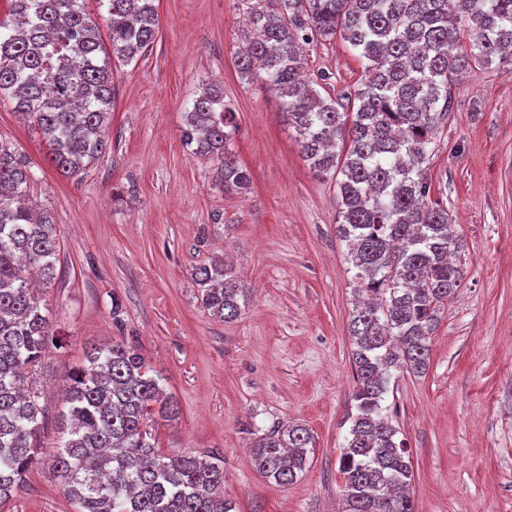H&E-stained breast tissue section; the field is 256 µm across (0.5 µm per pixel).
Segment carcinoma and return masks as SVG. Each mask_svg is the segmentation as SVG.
<instances>
[{
    "mask_svg": "<svg viewBox=\"0 0 512 512\" xmlns=\"http://www.w3.org/2000/svg\"><path fill=\"white\" fill-rule=\"evenodd\" d=\"M246 2L240 72H264L310 170L341 175L337 233L363 295L349 323L356 386L339 466L344 512H415L409 453L382 402L391 370L427 371L431 336L464 277L454 261L464 243L430 196L428 146L462 74L512 66V0ZM95 3L107 45L86 0H11L0 18V97L42 133L56 171L74 179L107 149L112 63L142 55L158 25L154 0ZM336 38L368 61L351 114L302 75L299 43ZM235 116L221 89L205 87L182 125L187 150L216 163L214 185L226 195L251 183L232 149ZM31 183L27 159L0 142V503L43 460L44 415L28 374L60 343L32 284L56 279V224L29 202ZM194 281L211 315L241 314L248 287L228 262L196 267ZM160 380L128 343L93 348L65 377L49 471L76 512H234L223 465L151 443L149 422L177 411ZM312 442L302 425H273L252 438L253 459L285 486L305 470Z\"/></svg>",
    "mask_w": 512,
    "mask_h": 512,
    "instance_id": "1",
    "label": "carcinoma"
}]
</instances>
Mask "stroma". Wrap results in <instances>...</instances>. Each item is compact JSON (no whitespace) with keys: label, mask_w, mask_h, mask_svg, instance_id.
I'll use <instances>...</instances> for the list:
<instances>
[{"label":"stroma","mask_w":512,"mask_h":512,"mask_svg":"<svg viewBox=\"0 0 512 512\" xmlns=\"http://www.w3.org/2000/svg\"><path fill=\"white\" fill-rule=\"evenodd\" d=\"M157 36L116 66L108 149L68 179L41 134L0 101V141L27 156L33 200L57 228L58 276L43 289L60 349L34 377L54 444L63 379L93 347L137 342L179 406L152 422L161 452L224 463L235 512H342L340 450L355 387L349 333L354 268L337 232L336 180L315 175L280 101L242 76V0H154ZM322 97L352 110L366 63L346 43L303 47ZM236 108L233 148L247 193L215 187L212 163L180 129L202 87ZM429 147L431 196L462 238L464 278L419 377L393 373L385 404L410 451L416 512H512V68L463 74ZM228 255L249 288L241 315L205 310L196 267ZM120 316H113V303ZM300 424L314 437L293 483L255 468L248 429ZM0 512H76L47 467Z\"/></svg>","instance_id":"35a3bbf8"}]
</instances>
